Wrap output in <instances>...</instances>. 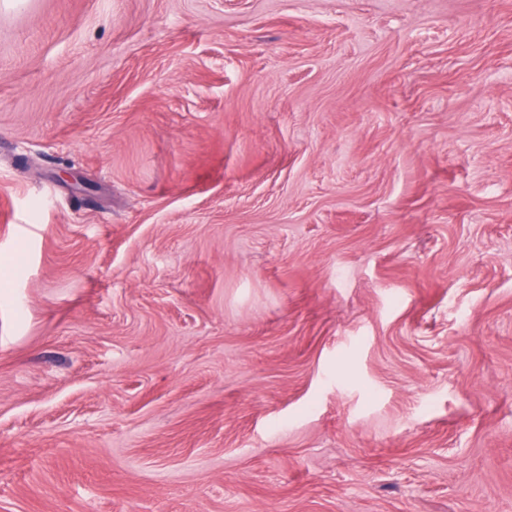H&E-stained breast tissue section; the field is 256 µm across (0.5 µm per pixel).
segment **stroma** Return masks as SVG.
Returning a JSON list of instances; mask_svg holds the SVG:
<instances>
[{"mask_svg": "<svg viewBox=\"0 0 512 512\" xmlns=\"http://www.w3.org/2000/svg\"><path fill=\"white\" fill-rule=\"evenodd\" d=\"M0 512H512V0H0Z\"/></svg>", "mask_w": 512, "mask_h": 512, "instance_id": "stroma-1", "label": "stroma"}]
</instances>
